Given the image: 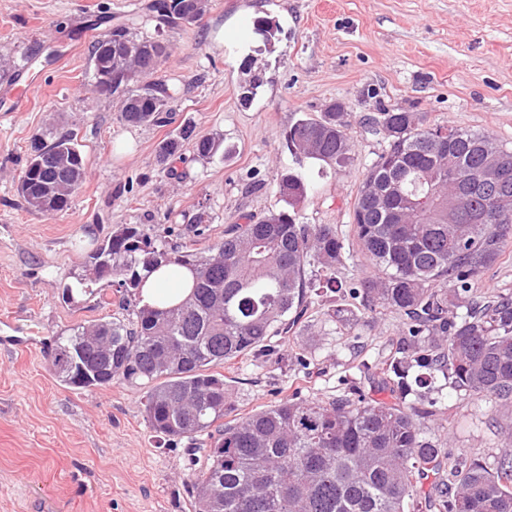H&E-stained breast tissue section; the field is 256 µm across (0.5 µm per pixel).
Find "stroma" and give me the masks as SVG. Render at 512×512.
Segmentation results:
<instances>
[{"label": "stroma", "instance_id": "35a3bbf8", "mask_svg": "<svg viewBox=\"0 0 512 512\" xmlns=\"http://www.w3.org/2000/svg\"><path fill=\"white\" fill-rule=\"evenodd\" d=\"M149 0H0V94L32 64L42 84L25 111L0 116L1 335L34 336L26 351L0 348V512H194L188 444L150 428L141 388L115 382L77 389L54 375L51 350L71 325L119 314L79 296L65 301L89 254L126 224L205 248L248 214L261 220L282 208L281 174L309 188L305 224H333L350 236L354 201L366 167L385 140L352 124L357 159L326 170L291 154L286 134L298 119L331 102L369 115L385 108L426 113L430 123L487 131L512 147V0H209L192 24L156 27ZM276 25L272 44L255 19ZM119 23L166 43L161 73L176 88L172 123L132 126L118 97L95 91L90 44ZM264 84L242 100L245 65ZM191 127L194 139H223L229 156L198 158L192 141L165 169L158 144ZM72 132L86 158V178L67 210L46 215L18 193L34 143ZM201 213L210 230L194 237ZM331 304L313 300L299 335L279 354L220 365L237 416L287 398L331 401L343 379L372 388L374 365L396 347L401 316L355 304L357 323L327 322ZM306 352L308 366L294 355ZM369 372H360L361 364ZM437 415L425 423L452 452L498 453V420L512 403L451 390L438 381Z\"/></svg>", "mask_w": 512, "mask_h": 512}]
</instances>
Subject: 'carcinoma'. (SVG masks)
I'll use <instances>...</instances> for the list:
<instances>
[{
	"label": "carcinoma",
	"mask_w": 512,
	"mask_h": 512,
	"mask_svg": "<svg viewBox=\"0 0 512 512\" xmlns=\"http://www.w3.org/2000/svg\"><path fill=\"white\" fill-rule=\"evenodd\" d=\"M193 0H152L159 26L179 23ZM140 46L137 68L121 96V120L162 124L172 88L158 72L154 39L126 26L112 47ZM104 36L91 44L93 86L111 77ZM355 115L336 104L301 118L287 147L332 169L355 161L348 130ZM386 148L366 169L353 205L351 246L371 271L346 283L336 268L350 256L334 224H303L308 186L288 173L278 182L285 206L259 222L229 224L224 238L202 250L155 241L127 224L89 255L112 263L127 315L74 324L59 337L52 366L60 382L105 388L118 379L142 386L150 427L166 437L206 440L190 448L198 473L189 486L195 512H512V436L493 461L471 453L452 458L426 438L423 420L436 414L428 398L438 378L466 395L512 401V295L482 298L472 285L512 243V149L491 134L431 124L424 113L393 109L362 119ZM192 130L159 144L158 161L181 156ZM65 133L34 145L67 165L27 161L18 192L44 212L64 211L46 198L58 181L81 188L85 159ZM199 158L226 153L223 140L193 143ZM162 267L192 273L185 299L141 304L139 289ZM359 298L371 309L404 316L394 355L379 368L375 388L347 385L336 399L290 396L242 417L224 375L237 358L256 359L296 334L308 296ZM329 321L357 320L336 305Z\"/></svg>",
	"instance_id": "obj_1"
}]
</instances>
